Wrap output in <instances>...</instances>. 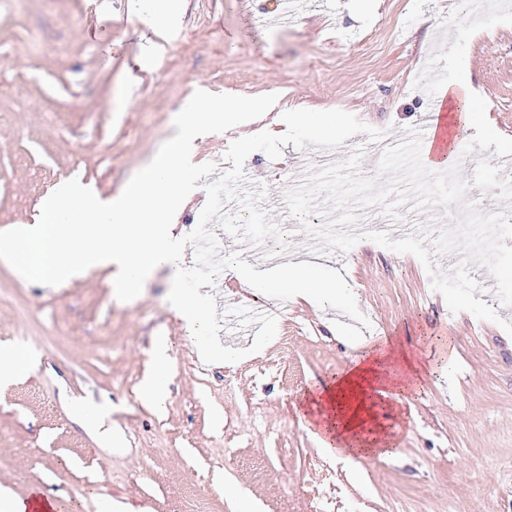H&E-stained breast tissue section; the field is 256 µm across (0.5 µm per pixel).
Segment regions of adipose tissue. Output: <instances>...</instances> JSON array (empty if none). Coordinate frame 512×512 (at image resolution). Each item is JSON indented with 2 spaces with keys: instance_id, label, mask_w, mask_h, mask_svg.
Segmentation results:
<instances>
[{
  "instance_id": "adipose-tissue-1",
  "label": "adipose tissue",
  "mask_w": 512,
  "mask_h": 512,
  "mask_svg": "<svg viewBox=\"0 0 512 512\" xmlns=\"http://www.w3.org/2000/svg\"><path fill=\"white\" fill-rule=\"evenodd\" d=\"M382 359L377 348L361 345L350 367L315 395L326 447L341 446L354 455L375 437L378 410L397 399L404 388L403 383L387 377Z\"/></svg>"
}]
</instances>
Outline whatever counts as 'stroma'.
Instances as JSON below:
<instances>
[{
	"mask_svg": "<svg viewBox=\"0 0 512 512\" xmlns=\"http://www.w3.org/2000/svg\"><path fill=\"white\" fill-rule=\"evenodd\" d=\"M293 18H284L286 7ZM152 0H0V231L37 223L77 178L110 196L151 159L196 90L278 100L244 131L198 140L197 163L227 170L240 133L285 132L284 112L340 109L387 138L429 125L422 78L444 73L512 132V18L460 23V0H179L172 31L149 28ZM155 64L138 66L145 49ZM315 149L249 155L250 184L286 233L288 260L332 268L289 217L287 171ZM345 278L365 323L302 299L278 302L224 270L218 309L246 302L277 320L261 351L204 363L167 300L163 268L122 302L107 271L59 286L0 263V347L38 357L0 385V491L42 492L65 512H512V336L450 312L413 255L370 239ZM169 343L161 405L141 399L158 338ZM383 342L419 386L378 412L393 455L346 462L322 444L314 394L359 340ZM110 405L104 424L79 419Z\"/></svg>",
	"mask_w": 512,
	"mask_h": 512,
	"instance_id": "1",
	"label": "stroma"
}]
</instances>
